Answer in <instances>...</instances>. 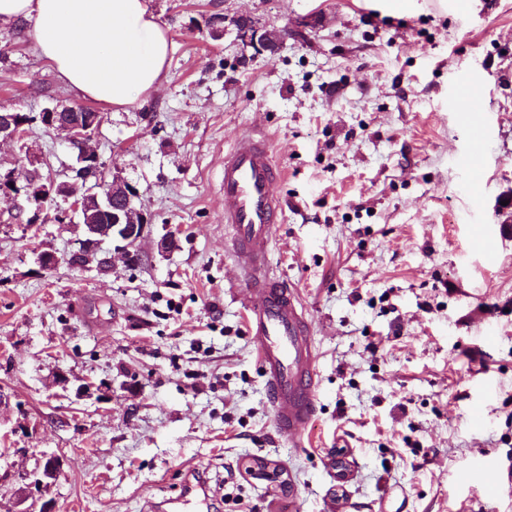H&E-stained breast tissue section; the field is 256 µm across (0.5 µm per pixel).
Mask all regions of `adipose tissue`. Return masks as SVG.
Here are the masks:
<instances>
[{
  "label": "adipose tissue",
  "mask_w": 512,
  "mask_h": 512,
  "mask_svg": "<svg viewBox=\"0 0 512 512\" xmlns=\"http://www.w3.org/2000/svg\"><path fill=\"white\" fill-rule=\"evenodd\" d=\"M20 19L60 81L95 102L129 105L165 71L170 41L147 0H0V22Z\"/></svg>",
  "instance_id": "1"
}]
</instances>
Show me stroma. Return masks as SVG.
I'll return each instance as SVG.
<instances>
[{
    "instance_id": "1",
    "label": "stroma",
    "mask_w": 512,
    "mask_h": 512,
    "mask_svg": "<svg viewBox=\"0 0 512 512\" xmlns=\"http://www.w3.org/2000/svg\"><path fill=\"white\" fill-rule=\"evenodd\" d=\"M149 6L171 41L166 74L100 106L92 141L148 218L139 263L71 266L74 224L28 223L23 196L0 198V512H16L14 476L44 452L61 462L43 494L55 512H156L192 472L209 505L173 512H512V234L496 210L512 189V0ZM214 15L288 35L258 51L207 26ZM463 73L483 85L468 106ZM83 102L0 24V109ZM245 133L283 173L269 265L316 353L298 438L274 424L226 245L224 156ZM27 142H0L1 173L71 177L61 134L36 123ZM481 461L484 484L458 483Z\"/></svg>"
}]
</instances>
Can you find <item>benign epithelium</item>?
<instances>
[{
	"label": "benign epithelium",
	"mask_w": 512,
	"mask_h": 512,
	"mask_svg": "<svg viewBox=\"0 0 512 512\" xmlns=\"http://www.w3.org/2000/svg\"><path fill=\"white\" fill-rule=\"evenodd\" d=\"M240 24L236 26L237 36L245 44L255 45L263 51L275 52L282 39L277 34L274 39L268 35L258 34L254 22L243 15L238 16ZM47 115L46 126L59 130L70 148L80 150L81 162L91 163L93 177L83 180L73 179L57 181L45 179L34 172L25 177L23 188L16 186L18 176L13 171L0 175V190L5 193L15 192L24 194L28 203L35 205V212L44 210L43 201L52 196L61 197L69 202L71 212L79 215L80 219L91 222L93 237L82 240L83 250L96 252L102 264L112 261V257L102 250L104 243L112 244V253L127 259L132 250L138 248V241L142 235L145 215L133 206L136 190L129 183L118 178L108 181L96 175L100 170L98 153L90 147L99 126L100 116L96 113H73L66 119H60L61 109L57 106L42 108ZM0 139L9 140L20 146L25 145L26 133L22 131V124L15 113L6 109L0 111ZM118 200L126 201L123 207L115 208L113 203ZM500 200L507 205H498V215L503 217L501 228L512 233V193L506 192ZM105 218V223L98 224L96 220ZM60 470V461L53 455H43L39 466L22 476L23 486L18 489V500L21 502L31 498L33 491L43 490L49 481L55 479Z\"/></svg>",
	"instance_id": "benign-epithelium-1"
}]
</instances>
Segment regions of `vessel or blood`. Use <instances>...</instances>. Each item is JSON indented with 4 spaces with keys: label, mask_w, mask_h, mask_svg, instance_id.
Segmentation results:
<instances>
[{
    "label": "vessel or blood",
    "mask_w": 512,
    "mask_h": 512,
    "mask_svg": "<svg viewBox=\"0 0 512 512\" xmlns=\"http://www.w3.org/2000/svg\"><path fill=\"white\" fill-rule=\"evenodd\" d=\"M279 176L266 146L244 134L224 159L221 192L230 250L241 259L252 294L249 334L267 380L274 421L295 434L306 429L314 413L315 356L302 306L268 265L278 222L270 186Z\"/></svg>",
    "instance_id": "obj_1"
}]
</instances>
